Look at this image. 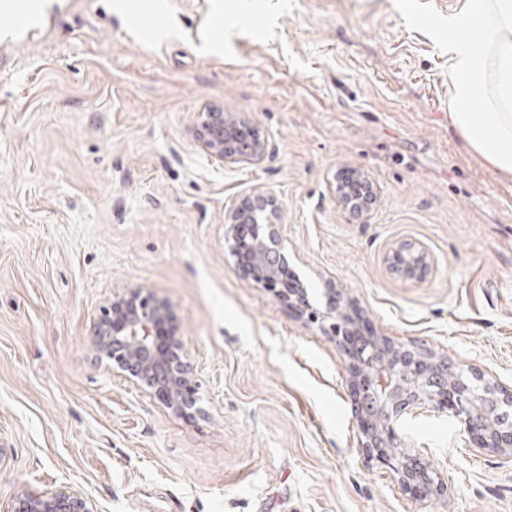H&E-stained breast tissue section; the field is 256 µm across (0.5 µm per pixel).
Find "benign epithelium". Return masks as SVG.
<instances>
[{
  "mask_svg": "<svg viewBox=\"0 0 512 512\" xmlns=\"http://www.w3.org/2000/svg\"><path fill=\"white\" fill-rule=\"evenodd\" d=\"M198 143L227 165H260L267 143L249 118L222 107H208L198 113ZM370 194L362 202L364 211L375 202L377 187L370 176L354 171ZM338 207L350 209L346 177L336 175L333 188ZM225 237L232 256L246 255L247 273L255 280L272 284L285 266L283 236L279 228V205L270 192L256 189L224 216ZM394 262L410 278L423 280L431 270L427 248L421 244H399L392 253ZM346 314L330 305L322 314L324 332L336 339L349 359L346 382L361 423L359 447L369 457H377L393 472L399 484L419 493L422 500L447 494L448 486L435 472L409 453L393 455L397 429L409 416L446 413L463 425L465 445L512 455V426L499 431L482 405V397L464 385L448 379L456 374L448 363L434 360L425 349L395 347L386 339L349 343L342 336ZM165 323L166 339L156 336V326ZM95 361L127 380L137 389L166 398L169 409L183 414L195 407L198 386L189 350L179 334L173 307L141 287L126 288L113 295L96 326L93 342ZM12 512H98L94 498L69 487L46 489L16 497Z\"/></svg>",
  "mask_w": 512,
  "mask_h": 512,
  "instance_id": "7a95c632",
  "label": "benign epithelium"
}]
</instances>
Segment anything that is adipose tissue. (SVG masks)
Instances as JSON below:
<instances>
[{
    "instance_id": "obj_1",
    "label": "adipose tissue",
    "mask_w": 512,
    "mask_h": 512,
    "mask_svg": "<svg viewBox=\"0 0 512 512\" xmlns=\"http://www.w3.org/2000/svg\"><path fill=\"white\" fill-rule=\"evenodd\" d=\"M450 119L494 169L512 176V0H468L449 16Z\"/></svg>"
}]
</instances>
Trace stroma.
I'll return each mask as SVG.
<instances>
[{
  "label": "stroma",
  "mask_w": 512,
  "mask_h": 512,
  "mask_svg": "<svg viewBox=\"0 0 512 512\" xmlns=\"http://www.w3.org/2000/svg\"><path fill=\"white\" fill-rule=\"evenodd\" d=\"M448 11L430 0H16L0 7V512L62 485L100 512H512V459L418 416L400 440L448 485L417 500L358 446L348 359L245 277L224 214L282 208L315 307L512 389V177L449 118ZM268 143L224 165L197 114ZM378 188L363 215L337 170ZM421 243L426 279L391 250ZM143 286L174 308L201 409L100 368L95 327ZM252 126L242 113L208 107L198 112V143L203 150L224 161V165L257 166L266 157L267 143ZM240 130L245 132V137L240 135Z\"/></svg>",
  "instance_id": "35a3bbf8"
}]
</instances>
